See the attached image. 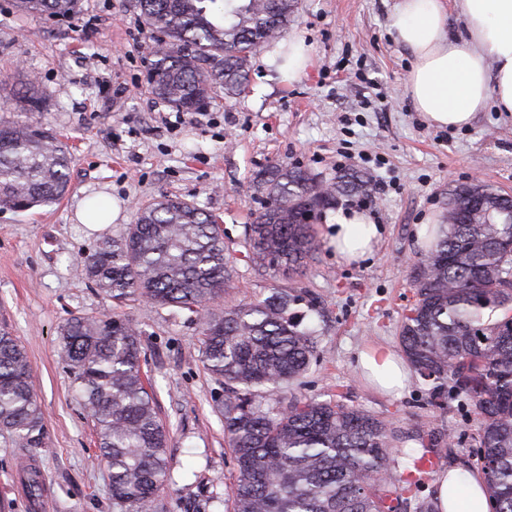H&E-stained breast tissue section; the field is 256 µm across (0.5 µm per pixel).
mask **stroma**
<instances>
[{
    "mask_svg": "<svg viewBox=\"0 0 512 512\" xmlns=\"http://www.w3.org/2000/svg\"><path fill=\"white\" fill-rule=\"evenodd\" d=\"M395 2L297 0L287 35L310 49L305 72L283 81L266 46L241 95L181 112L148 90L152 34L135 0H82L78 15L64 20L23 17L13 0H0V94L8 98L0 124H44L72 155L70 188L59 202L0 211V327L26 350L46 430L40 448L14 447L0 432V512H114L110 472L93 460V419L57 353L68 318L112 310L141 332L142 369L169 433L161 512H209L210 498L226 496L235 463L216 408L224 386L203 366L199 315L139 301L113 306L82 271L104 238L162 195L219 216L236 269L223 303L258 301L276 287L301 292L296 310L316 352L289 395L341 399L384 418L400 451L418 447L417 425L429 424L437 467L410 494L407 512L433 504L440 473H477L478 416L465 396L433 397L416 374L400 394L387 395L356 368L360 351L398 347L415 300L418 234L429 215L446 212L449 189L479 179L512 194V114L488 109L464 128L430 126L406 90L413 57L386 28ZM21 74L35 79L40 108L12 100ZM280 164L327 184L348 170L368 180L364 211L381 228L373 253L351 264L337 256L332 223L350 204L340 195L318 216L320 248L303 275L291 279L248 258L244 227L260 211L256 177ZM92 192L121 206L116 222L97 231L75 216ZM23 458L42 475L43 502L15 488Z\"/></svg>",
    "mask_w": 512,
    "mask_h": 512,
    "instance_id": "obj_1",
    "label": "stroma"
}]
</instances>
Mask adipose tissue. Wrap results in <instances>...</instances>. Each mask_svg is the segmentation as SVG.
<instances>
[{"instance_id": "adipose-tissue-1", "label": "adipose tissue", "mask_w": 512, "mask_h": 512, "mask_svg": "<svg viewBox=\"0 0 512 512\" xmlns=\"http://www.w3.org/2000/svg\"><path fill=\"white\" fill-rule=\"evenodd\" d=\"M447 0H397L387 19L395 42L413 56L406 76L416 111L438 128H461L475 113L494 107L512 113V0H457L462 33L452 34ZM379 228L364 212L336 215V252L351 263L364 259L377 243ZM363 374L387 391L409 380L405 361L392 350L362 352ZM438 512H489L482 475L460 477L455 470L436 481Z\"/></svg>"}]
</instances>
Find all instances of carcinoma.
Masks as SVG:
<instances>
[{"mask_svg": "<svg viewBox=\"0 0 512 512\" xmlns=\"http://www.w3.org/2000/svg\"><path fill=\"white\" fill-rule=\"evenodd\" d=\"M150 46V94L182 111L241 94L251 58L284 35L295 0H137ZM22 15L70 18L81 0H14ZM21 100L37 108L29 78ZM70 183L68 146L42 124L0 127V208L58 202ZM361 187L350 173L323 189L299 167L278 165L256 182L264 210L245 226L263 267L298 271L319 249L317 211ZM83 270L120 305L145 301L202 314L204 368L224 381V437L237 474L225 512H404L421 457L400 466L395 430L347 405L279 397L309 367L313 331L293 306L296 289L216 306L234 266L216 216L180 198L141 205L136 222L84 260ZM416 299L400 345L434 392L466 394L480 419L477 462L492 512H512V196L480 182L448 193V224L414 269ZM140 332L117 314L74 316L60 355L97 427L98 458L112 471L116 512H155L170 476L168 433L148 391ZM0 429L18 448L44 445L45 425L23 346L0 330Z\"/></svg>", "mask_w": 512, "mask_h": 512, "instance_id": "obj_1", "label": "carcinoma"}]
</instances>
